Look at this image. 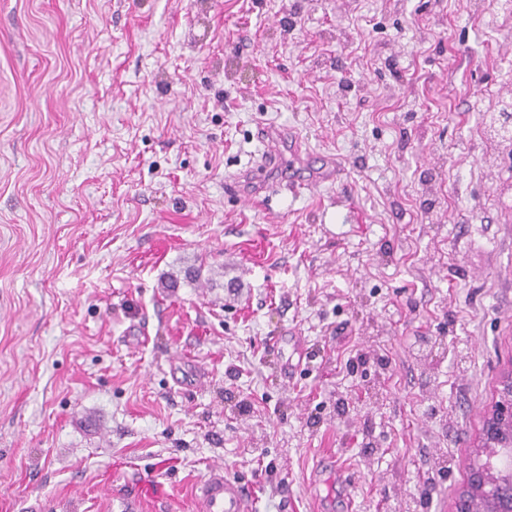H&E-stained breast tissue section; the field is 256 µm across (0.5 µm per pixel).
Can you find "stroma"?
Segmentation results:
<instances>
[{
	"label": "stroma",
	"mask_w": 512,
	"mask_h": 512,
	"mask_svg": "<svg viewBox=\"0 0 512 512\" xmlns=\"http://www.w3.org/2000/svg\"><path fill=\"white\" fill-rule=\"evenodd\" d=\"M509 89L495 0H0V512H197L215 464L451 512L512 363ZM261 122L336 181L228 192ZM510 120V128L506 123ZM512 98H503L499 101L496 112H490L486 124L487 139L495 147L502 146L507 148L512 155Z\"/></svg>",
	"instance_id": "1"
}]
</instances>
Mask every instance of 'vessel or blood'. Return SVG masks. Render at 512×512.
Returning <instances> with one entry per match:
<instances>
[{
  "label": "vessel or blood",
  "instance_id": "b4317fda",
  "mask_svg": "<svg viewBox=\"0 0 512 512\" xmlns=\"http://www.w3.org/2000/svg\"><path fill=\"white\" fill-rule=\"evenodd\" d=\"M258 136L263 143L259 161L230 183V191L238 194L249 190L255 196L266 199L280 187L297 193L310 188L314 181L329 182L335 179L337 166L333 163L321 170L318 179L303 176L302 171L309 167L311 157L299 137H291L288 144H281L273 128L263 124L258 127ZM287 151L294 158L288 176L283 178L281 184L270 183L271 170L277 167ZM195 500L198 512H253L250 487L229 478L220 467L210 470L208 477L198 486Z\"/></svg>",
  "mask_w": 512,
  "mask_h": 512
}]
</instances>
